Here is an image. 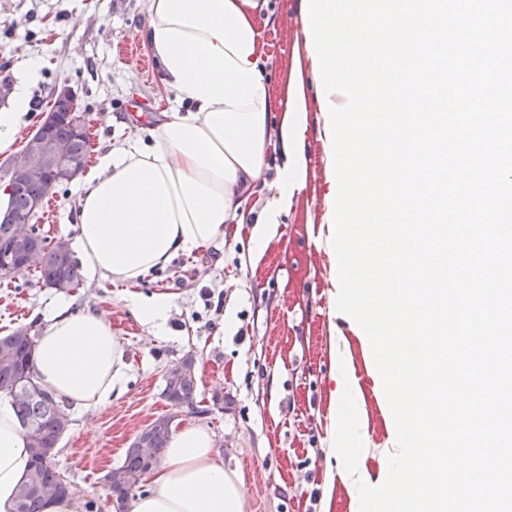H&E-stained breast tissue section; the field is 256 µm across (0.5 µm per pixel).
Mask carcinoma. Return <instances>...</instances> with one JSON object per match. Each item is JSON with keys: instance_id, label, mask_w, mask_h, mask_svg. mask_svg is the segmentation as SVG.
Instances as JSON below:
<instances>
[{"instance_id": "obj_1", "label": "carcinoma", "mask_w": 512, "mask_h": 512, "mask_svg": "<svg viewBox=\"0 0 512 512\" xmlns=\"http://www.w3.org/2000/svg\"><path fill=\"white\" fill-rule=\"evenodd\" d=\"M50 137L66 149L69 159L87 158L89 136L77 135L71 122H58ZM56 188L43 179H30L26 192L11 198L7 212L0 215V250L10 254V267L0 269L1 278L33 271L51 288L70 289L81 284L79 265L72 258L68 241L53 242L39 225L17 223L19 216L29 213L30 199L46 197ZM36 344L37 331L30 326L0 336V395L11 399L32 456V468L19 489L16 512H42L46 502L73 495L71 483L56 465L58 443L72 423L71 406L40 386L34 361ZM162 395L174 409H196L193 357L187 356L168 369ZM176 427L171 414L154 419L127 448L123 464L105 476L118 512H124L129 498L142 490L144 476L158 463Z\"/></svg>"}]
</instances>
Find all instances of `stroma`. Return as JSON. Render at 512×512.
<instances>
[{"mask_svg": "<svg viewBox=\"0 0 512 512\" xmlns=\"http://www.w3.org/2000/svg\"><path fill=\"white\" fill-rule=\"evenodd\" d=\"M264 32L274 89L304 57L299 0H268ZM148 0H0V112L10 110L14 84L27 64L40 65L29 86V114L12 148L0 153V188L9 165L40 125L54 88L69 84L86 110L89 164L110 145L148 139L170 96L159 75L143 77L152 57L145 48ZM318 113L306 137L307 186L289 210L263 257L252 261L247 230L224 242L176 256L163 270L129 286L99 278L63 292L36 274L0 278V336L18 327H44L59 306L102 314L124 348L126 376L111 399L93 410H72L56 461L79 501L97 499L114 512L103 480L119 467L136 435L168 413L164 375L193 357L198 421L209 428L224 467L242 478L244 512H357L349 474L328 466L340 394L335 380L345 365L357 381V410L368 443L358 467L378 474L392 447L391 416L382 404L365 342L336 311L337 258L327 209L325 157ZM79 179L60 185L49 239H74ZM171 298L170 334L155 337L130 302ZM236 325L227 328L226 312Z\"/></svg>", "mask_w": 512, "mask_h": 512, "instance_id": "35a3bbf8", "label": "stroma"}]
</instances>
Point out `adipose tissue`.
Returning a JSON list of instances; mask_svg holds the SVG:
<instances>
[{
    "label": "adipose tissue",
    "mask_w": 512,
    "mask_h": 512,
    "mask_svg": "<svg viewBox=\"0 0 512 512\" xmlns=\"http://www.w3.org/2000/svg\"><path fill=\"white\" fill-rule=\"evenodd\" d=\"M259 0H149L144 43L177 108L149 143L123 142L82 178L75 249L88 279L137 283L181 253L248 225L251 260L277 236L305 187L310 106L290 77L274 91L259 26ZM279 130H272V116ZM286 159L264 179L273 144ZM39 383L87 410L120 386L124 349L101 316H53L35 350ZM31 457L8 398H0V512H15ZM245 492L213 450L210 430L183 426L164 448L130 512H243Z\"/></svg>",
    "instance_id": "1"
}]
</instances>
